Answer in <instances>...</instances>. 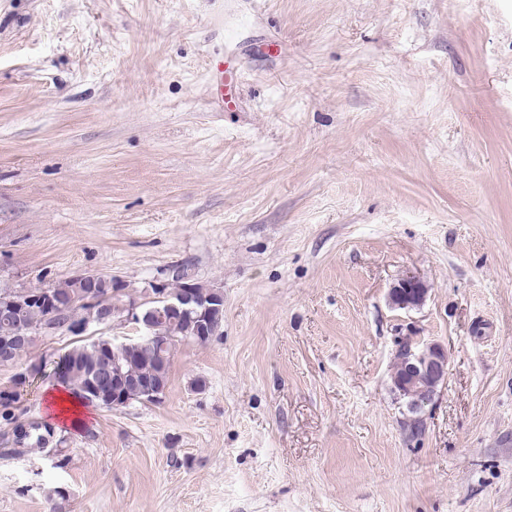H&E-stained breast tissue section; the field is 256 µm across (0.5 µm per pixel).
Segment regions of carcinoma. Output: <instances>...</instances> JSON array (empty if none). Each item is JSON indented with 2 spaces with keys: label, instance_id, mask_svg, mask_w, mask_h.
I'll use <instances>...</instances> for the list:
<instances>
[{
  "label": "carcinoma",
  "instance_id": "1",
  "mask_svg": "<svg viewBox=\"0 0 512 512\" xmlns=\"http://www.w3.org/2000/svg\"><path fill=\"white\" fill-rule=\"evenodd\" d=\"M80 279L70 278L54 287L59 297L69 303L77 293ZM194 335L193 325L186 318L172 319L167 317L155 323L154 340L136 343L120 350V362L122 371L132 377L146 379L154 385L166 388L169 379L171 364V351L159 356L158 343L175 338L182 340ZM115 344L112 340L103 337L91 341L77 340L72 347L62 356L65 370L58 373L54 383L61 386L69 393L75 395L86 404H91L101 409H108L105 398L99 396L93 389L95 375H103L112 372V350ZM26 420L29 426V437L23 443H14L11 447L0 448V457L20 458L27 455L33 449L47 450L52 445L63 443V440L55 438V430L37 419L24 418V411L20 406H15L0 399V428L1 435H6V429L19 420Z\"/></svg>",
  "mask_w": 512,
  "mask_h": 512
}]
</instances>
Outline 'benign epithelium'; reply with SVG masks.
Wrapping results in <instances>:
<instances>
[{
  "label": "benign epithelium",
  "instance_id": "1",
  "mask_svg": "<svg viewBox=\"0 0 512 512\" xmlns=\"http://www.w3.org/2000/svg\"><path fill=\"white\" fill-rule=\"evenodd\" d=\"M91 290L85 292L83 303L88 310L83 319L68 329L72 336H84L92 327L110 326L117 322L134 333V339L144 341L153 335L158 318L169 315L192 319L197 328L196 342L205 343L219 331V320L224 311V292L217 288L206 294L197 291L199 284L187 274H181V287L169 289L166 280L148 282L139 299L123 301L117 308L102 301L101 292L114 298L125 295V284L90 274ZM429 293L424 280L405 275L397 280L388 293V303L395 310H411L423 305ZM64 309L61 300L51 288L31 295L21 292L16 297L0 300V315L13 316L22 312L39 311L49 315ZM407 344L402 358L392 374V389L404 400L408 419L424 420V409L433 400L438 388L448 380V349L436 342H427L419 336H402Z\"/></svg>",
  "mask_w": 512,
  "mask_h": 512
}]
</instances>
